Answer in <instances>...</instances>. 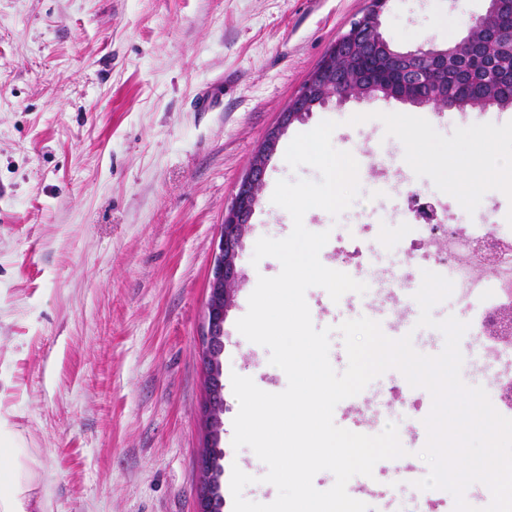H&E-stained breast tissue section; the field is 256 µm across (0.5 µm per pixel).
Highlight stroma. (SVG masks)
<instances>
[{"instance_id": "35a3bbf8", "label": "stroma", "mask_w": 512, "mask_h": 512, "mask_svg": "<svg viewBox=\"0 0 512 512\" xmlns=\"http://www.w3.org/2000/svg\"><path fill=\"white\" fill-rule=\"evenodd\" d=\"M366 0H0V427L37 475L36 512H198L205 301L219 227L265 131L297 94ZM486 0H389L380 30L395 48L444 44L486 10ZM211 89L217 106L195 102ZM393 112L418 119L431 155L413 160ZM336 121L332 144L359 164L360 193L332 217L304 216L329 231L320 252L362 243L352 268L404 274L399 300L373 291L332 301L309 288L316 328H332L330 362L347 355L336 328L367 317L426 355L443 334L412 329L422 269L405 241L417 234L411 188L477 220L495 211L512 225V182L480 179L459 190L468 129H512V108L414 107L380 96L329 100L291 125L271 158L238 259L241 282L224 323L222 512H233V467L255 476L246 499L276 488L249 448L234 449L239 404L231 376L285 390L269 351L236 322L259 276L280 262L251 259L262 237L282 239L290 214L271 197L278 180L318 179L290 167L297 134ZM430 394L388 370L334 410L338 427L365 435L396 424L405 456L378 462L373 481L395 497V473L413 467L427 434Z\"/></svg>"}]
</instances>
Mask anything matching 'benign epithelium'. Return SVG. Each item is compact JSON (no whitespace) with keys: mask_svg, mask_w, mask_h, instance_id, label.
Wrapping results in <instances>:
<instances>
[{"mask_svg":"<svg viewBox=\"0 0 512 512\" xmlns=\"http://www.w3.org/2000/svg\"><path fill=\"white\" fill-rule=\"evenodd\" d=\"M387 2L389 0H374L368 19L359 17L351 22L349 29L332 45L326 65L316 76L308 77L306 85L289 107L279 113L276 123L263 138L260 153L239 181L232 202L224 213L205 302L207 331L203 360L209 369L208 388L212 391L219 385V378L212 371L215 346L222 344L224 321L233 304L234 285L240 279L237 267L239 251L258 205L257 187L264 180L268 162L281 137L294 122L306 115L305 109L311 104L324 103L333 96L340 101L352 95L368 98V88L364 86L356 85L348 91L325 87L327 78L336 77L337 64L346 61L339 55V50L344 46L349 48L350 58L357 62L361 72L369 67L383 74H399V81L381 87L384 97L413 106L436 104L448 109L460 108L455 98L433 93L436 76L443 71L454 70L465 82L473 72L490 69L496 73L500 83L512 81V36H504V30L512 28V0H486L485 13L471 19L460 37L444 45L414 50H393L383 37L381 16ZM507 250V246L493 241L481 242L475 247L477 258L484 267L497 261ZM491 327L493 338H511L512 308L506 306L496 311L491 318ZM217 493L218 478L214 477L202 488L198 499L199 512H213Z\"/></svg>","mask_w":512,"mask_h":512,"instance_id":"1","label":"benign epithelium"}]
</instances>
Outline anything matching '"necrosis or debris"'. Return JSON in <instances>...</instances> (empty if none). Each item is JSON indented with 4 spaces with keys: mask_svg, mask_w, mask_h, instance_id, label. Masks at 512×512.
Returning <instances> with one entry per match:
<instances>
[{
    "mask_svg": "<svg viewBox=\"0 0 512 512\" xmlns=\"http://www.w3.org/2000/svg\"><path fill=\"white\" fill-rule=\"evenodd\" d=\"M420 213L418 226L424 232L423 245L412 259L432 262L447 268L462 304V313L471 315L469 343L483 358L488 392L499 398L500 388L512 382V344H491L485 336L489 316L512 302V250L493 266H477L474 247L478 241L492 239L512 247V226L496 222L485 212L481 223L463 220L440 224L434 203L419 188L410 192Z\"/></svg>",
    "mask_w": 512,
    "mask_h": 512,
    "instance_id": "1",
    "label": "necrosis or debris"
}]
</instances>
